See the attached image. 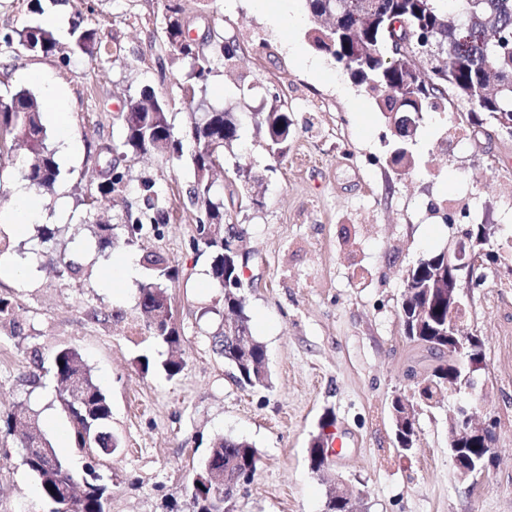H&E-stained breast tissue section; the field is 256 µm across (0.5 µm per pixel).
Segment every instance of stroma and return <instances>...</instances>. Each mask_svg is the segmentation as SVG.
<instances>
[{"mask_svg": "<svg viewBox=\"0 0 512 512\" xmlns=\"http://www.w3.org/2000/svg\"><path fill=\"white\" fill-rule=\"evenodd\" d=\"M33 1L0 0V35L43 23L60 4L65 24L53 34L61 50L19 53L0 42V95L36 90L23 71L48 73L66 93L77 150L59 157L54 191L33 194L43 221L19 233L0 225V257L23 258L30 268L23 279L0 278V298L9 302L0 315V410L28 407L71 469L94 466L107 512H193L191 479L220 435L252 443L259 456L235 512H327L336 477L356 494L358 512H512V138L491 142L459 125L457 113L426 112L408 144L417 166L403 171L391 161L392 125L343 67L327 56L322 72L303 65L315 55L305 0H289L293 28L259 12L254 0H181L190 30L216 26L237 44L234 63L216 66L190 106L183 102L189 66L157 36L164 0H37L38 13ZM80 15L109 47V62L73 50ZM146 86L171 103L179 136L192 113L241 114V137L224 152L215 193H226L235 167L256 177V204L227 210L224 221L243 231L242 295L252 333L266 347L269 386L237 385L212 349L224 291L211 276V254L189 246L198 215L187 196L189 159L127 155L125 192L88 200L100 180L97 151L123 140L117 115ZM276 100L293 120L283 156L269 151L252 119ZM144 179L173 218L128 245L124 208ZM100 220L116 225L114 248L99 247ZM471 224L492 225L486 248L498 260L481 286L463 291L486 371L474 389L444 390L433 407H419V440L404 453L395 446L390 401L408 390V367L422 372L435 363L399 325L405 274ZM46 227L54 231L48 243ZM151 250L180 271L168 285L173 345L154 335L138 305L140 264ZM61 255L79 275L58 273ZM124 257L136 266L128 277L118 272ZM68 347L82 354L110 401L108 429L120 443L112 456L91 458L70 438L52 372L53 354ZM171 357L184 368L170 379L161 364ZM462 404L497 421L490 476L474 487L458 479L448 449V424ZM328 416L342 450L326 478L311 470L308 449ZM51 510L18 437L0 435V512Z\"/></svg>", "mask_w": 512, "mask_h": 512, "instance_id": "obj_1", "label": "stroma"}]
</instances>
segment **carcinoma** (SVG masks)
I'll use <instances>...</instances> for the list:
<instances>
[{
	"label": "carcinoma",
	"mask_w": 512,
	"mask_h": 512,
	"mask_svg": "<svg viewBox=\"0 0 512 512\" xmlns=\"http://www.w3.org/2000/svg\"><path fill=\"white\" fill-rule=\"evenodd\" d=\"M313 22L311 40L313 46L330 55L343 65L350 77L364 87L384 115L409 109L420 115L436 111L440 103L448 101V95L456 94V100L468 103L467 118L475 124L495 122L498 114H512V0H378L377 12L364 15L361 0H306ZM341 6L343 14L350 18L347 26L320 21L317 10L329 7L336 13ZM414 9L426 29L431 32V45L409 39V49L401 57L386 53L389 36L397 29H386L378 19L391 14L390 24L400 22L401 14L394 9ZM165 29L169 41L166 47L177 58L186 61L194 85L185 90L187 103L194 102L196 89L205 88L218 63L227 65L237 56V46L222 35L209 37L198 48L188 47L181 51L174 43L181 40L183 11L180 0H167ZM76 39L74 49L91 57L108 55L106 46L98 38L97 30L77 22L74 25ZM3 41L26 51L43 54L58 49L53 33L40 24H32L5 34ZM451 67L454 83L451 88L440 90L426 84L428 65L439 59ZM495 82L499 89L494 97L467 101L464 90ZM131 111L120 116L125 130L123 141L104 147L105 154L155 153L167 160L183 156V141L174 133L169 120V103L158 98L149 88L140 91L139 97L130 103ZM254 123L264 135L268 149L283 154L293 133L292 120L281 105L272 104L264 112L253 113ZM240 113L229 109H211L203 117L191 123L186 136L193 141L191 165L193 181L188 191L190 202L199 209L197 223L201 224V237L191 241V248L210 250L214 255L211 275L224 288V311L234 316V338L222 331L212 335L219 346L217 354L233 369V377L242 386H266L270 375L266 364V349L252 334L249 317L244 312L241 288L242 261L236 251L224 244L240 234L235 230L224 234V201L215 198L213 166L224 167V149L240 137ZM25 154L19 159L18 173L37 190L53 191L60 173L55 151L47 145V129L43 123V104L28 89H21L7 96H0V156L11 155L16 147ZM236 178L230 182L231 202L245 208L254 202L250 192L235 189L239 183L249 184L251 171L236 166ZM126 187V174L115 159H107L102 180L97 184L91 199L110 197ZM141 205L128 208L124 223L127 232L134 236L143 226H159L171 220L170 208L159 199L155 183L142 181L138 186ZM148 277L139 284V305L150 315L149 327L167 343L177 342L171 327V304L162 282L175 281L179 271L168 265L157 253L144 257ZM448 273L445 255L426 256L412 266L406 275L407 289L401 304L410 328L406 338L427 349L441 351L448 344V299L435 287L440 273ZM452 368L448 363L435 366L431 373L419 377L414 383L412 401L431 404L438 391L451 386ZM53 375L57 382V400L71 426V437L78 448H90L98 456L113 454L118 442L107 430L112 415L111 405L95 382L91 370L81 353L74 348L58 350L53 357ZM35 418L26 409L0 413V433L15 434L20 426ZM21 448L32 453L24 457V463L36 477L44 496L56 505L54 512H106L105 488L97 484L98 475L90 467L81 474L86 488L72 489L75 476L59 458L49 440L36 432L24 433ZM259 457L254 446L228 436L215 438L209 455L199 466L198 474L204 476L212 468L257 469ZM195 512H234L237 496H230V508H224V487L212 483L200 489L191 487Z\"/></svg>",
	"instance_id": "obj_1"
}]
</instances>
